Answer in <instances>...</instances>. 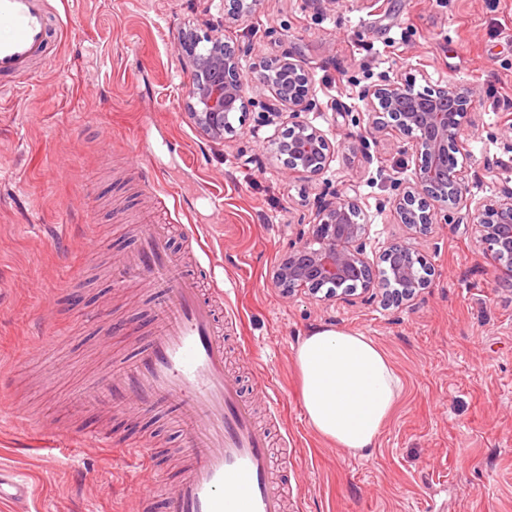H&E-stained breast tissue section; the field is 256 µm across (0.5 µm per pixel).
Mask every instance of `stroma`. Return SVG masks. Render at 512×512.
<instances>
[{"label": "stroma", "instance_id": "obj_1", "mask_svg": "<svg viewBox=\"0 0 512 512\" xmlns=\"http://www.w3.org/2000/svg\"><path fill=\"white\" fill-rule=\"evenodd\" d=\"M48 2L62 38L0 87V467L33 489L0 512H141L145 485L150 512H169L180 469L168 451L185 444L184 412H103L89 402L162 317L160 289L119 275L158 224L188 256L192 225L209 226L216 271L238 290L234 319L221 321L227 369L260 421L269 422L263 380L284 396L270 424L288 512H512V288L470 225L434 226L422 252L436 274L409 307L287 299L272 282L299 215L330 190L355 186L371 244L404 239L390 201L408 158L390 135L359 143L367 115L358 92L382 76L475 85L470 190L482 198L512 186L503 109L512 0H260L239 21L225 18L224 0ZM189 26L222 30L248 48L251 67L300 55L317 88L305 117L338 145L327 171L297 178L273 160L284 127L263 123L260 84L223 141L200 136L177 58ZM107 322L122 327L108 345L99 333ZM321 325L369 336L399 379L397 405L362 456L304 416L294 348ZM102 429L152 448L155 466L75 446L73 433Z\"/></svg>", "mask_w": 512, "mask_h": 512}]
</instances>
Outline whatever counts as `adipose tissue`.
<instances>
[{
    "label": "adipose tissue",
    "instance_id": "adipose-tissue-1",
    "mask_svg": "<svg viewBox=\"0 0 512 512\" xmlns=\"http://www.w3.org/2000/svg\"><path fill=\"white\" fill-rule=\"evenodd\" d=\"M309 426L354 455L379 437L399 396L383 351L359 332L318 327L295 348Z\"/></svg>",
    "mask_w": 512,
    "mask_h": 512
}]
</instances>
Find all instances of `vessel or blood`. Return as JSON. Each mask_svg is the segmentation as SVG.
I'll list each match as a JSON object with an SVG mask.
<instances>
[{"mask_svg":"<svg viewBox=\"0 0 512 512\" xmlns=\"http://www.w3.org/2000/svg\"><path fill=\"white\" fill-rule=\"evenodd\" d=\"M42 0H0V75L41 56ZM127 273L163 288L169 309L128 371L108 376L100 401L153 411L169 402L196 415L193 441L172 454L185 472L170 512H283L287 492L273 479L270 434L260 426L239 381L226 375L215 309L196 281L181 276L162 230L150 231L126 263Z\"/></svg>","mask_w":512,"mask_h":512,"instance_id":"obj_1","label":"vessel or blood"}]
</instances>
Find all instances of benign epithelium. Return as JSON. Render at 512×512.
I'll return each mask as SVG.
<instances>
[{
	"instance_id": "obj_1",
	"label": "benign epithelium",
	"mask_w": 512,
	"mask_h": 512,
	"mask_svg": "<svg viewBox=\"0 0 512 512\" xmlns=\"http://www.w3.org/2000/svg\"><path fill=\"white\" fill-rule=\"evenodd\" d=\"M258 0H224L226 16L251 13ZM177 51L189 73L185 85L187 115L198 131L224 139L226 116L248 107V74L271 93L263 105L267 124L286 123L288 155L277 154L290 176L313 178L330 165L336 145L302 114L316 106L309 70L293 54L251 72L243 65L246 48L224 43L217 30H184ZM368 116L364 133L401 139L411 157L408 179L397 185L391 216L408 230L406 240L367 252L369 225L357 200L341 191L318 198L308 220L294 225V242L280 259L273 281L286 297L299 293L353 302L357 290L386 308L412 302L432 283L435 270L420 269V246L435 224L465 213L483 248L497 264L503 282L512 285V187L493 198L469 191V157L464 125L477 108V93L468 82L441 87L416 86V80L385 79L360 91Z\"/></svg>"
}]
</instances>
